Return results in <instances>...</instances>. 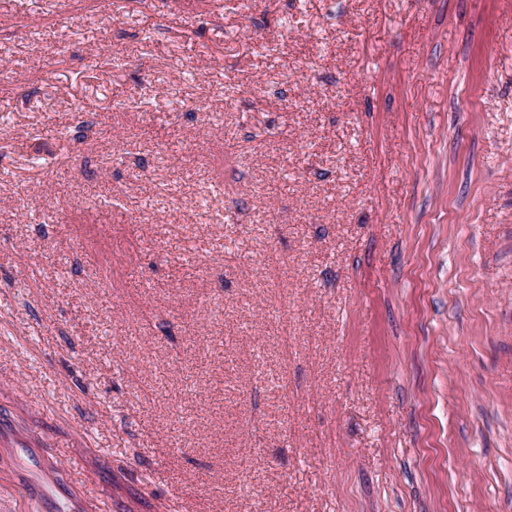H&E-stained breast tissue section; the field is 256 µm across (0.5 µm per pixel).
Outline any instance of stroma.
I'll list each match as a JSON object with an SVG mask.
<instances>
[{
    "instance_id": "obj_1",
    "label": "stroma",
    "mask_w": 512,
    "mask_h": 512,
    "mask_svg": "<svg viewBox=\"0 0 512 512\" xmlns=\"http://www.w3.org/2000/svg\"><path fill=\"white\" fill-rule=\"evenodd\" d=\"M113 2L0 0V512H512V0Z\"/></svg>"
}]
</instances>
